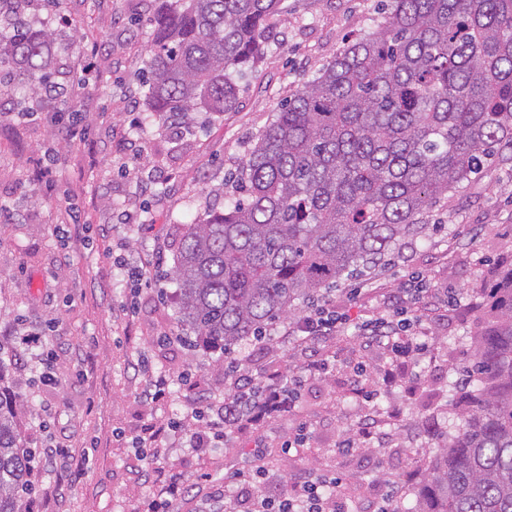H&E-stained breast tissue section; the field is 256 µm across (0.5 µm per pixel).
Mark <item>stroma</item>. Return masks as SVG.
Here are the masks:
<instances>
[{
	"label": "stroma",
	"instance_id": "stroma-1",
	"mask_svg": "<svg viewBox=\"0 0 512 512\" xmlns=\"http://www.w3.org/2000/svg\"><path fill=\"white\" fill-rule=\"evenodd\" d=\"M151 7L36 6L33 22L60 43L58 80L69 95L42 94L0 112V344L12 349L18 337L40 336L42 363L15 365L12 387L25 404L27 445L67 451L54 463L38 460L33 512H146L150 468L183 479L174 512H249L257 492L272 496L304 477L339 478L358 512L376 504L403 512L436 446L425 421L449 407L465 379L483 292L496 264L512 260V171L496 168L463 185L385 267L328 294L361 324L390 313L409 279L421 280L427 293L411 333L421 354L392 358L350 330L322 345L330 369L306 376L280 321L272 341L247 352L254 376L300 379L293 415L264 410L224 443L189 448V436L206 430L193 405L222 396L229 382L215 354L178 342L190 330L177 324V285L165 271L182 228L223 207L258 131L349 39L376 28L381 0H281L266 56L241 79L236 110L202 112L182 128L149 117L138 78L152 42L149 27L131 20ZM60 112L72 113V126L58 124ZM75 224L83 227L77 236ZM123 250L144 262V284L126 280L115 261ZM160 371L178 380L168 402L151 408L140 392ZM367 415L376 436L339 452L349 425ZM301 421L305 443L283 450ZM153 423L175 429L157 457L131 445ZM272 448L279 462L259 484H225Z\"/></svg>",
	"mask_w": 512,
	"mask_h": 512
}]
</instances>
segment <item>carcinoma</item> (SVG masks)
Wrapping results in <instances>:
<instances>
[{
	"instance_id": "carcinoma-1",
	"label": "carcinoma",
	"mask_w": 512,
	"mask_h": 512,
	"mask_svg": "<svg viewBox=\"0 0 512 512\" xmlns=\"http://www.w3.org/2000/svg\"><path fill=\"white\" fill-rule=\"evenodd\" d=\"M34 2L0 0V86L50 82L55 33L29 20ZM279 2L156 0L148 111L181 125L233 111ZM492 165L512 170V0H388L256 136L242 197L184 225L168 271L178 321L225 358L263 343L296 300L384 267ZM481 306L469 382L427 422L440 442L408 512H512V262ZM14 361L0 347V512H28L36 458L8 387Z\"/></svg>"
}]
</instances>
